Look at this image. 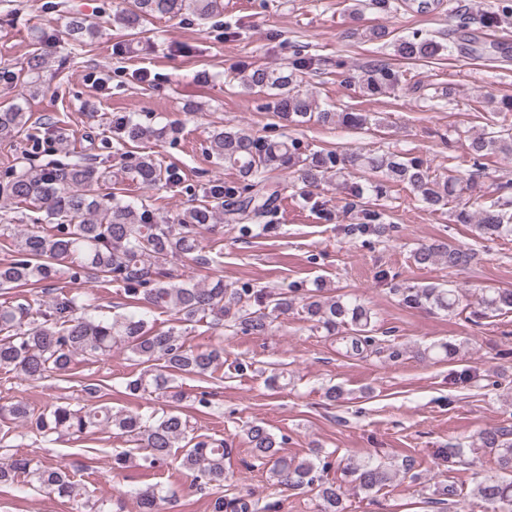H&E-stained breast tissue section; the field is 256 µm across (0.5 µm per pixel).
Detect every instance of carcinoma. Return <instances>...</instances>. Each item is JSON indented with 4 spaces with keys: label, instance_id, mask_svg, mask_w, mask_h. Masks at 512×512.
Instances as JSON below:
<instances>
[{
    "label": "carcinoma",
    "instance_id": "carcinoma-1",
    "mask_svg": "<svg viewBox=\"0 0 512 512\" xmlns=\"http://www.w3.org/2000/svg\"><path fill=\"white\" fill-rule=\"evenodd\" d=\"M117 20L133 39L144 33V25L157 16L193 15L206 21L224 12V0H121ZM390 12L392 0H354L351 15L364 9ZM512 13L503 5L485 13L482 24L497 28ZM68 38L78 46L92 43L98 26L74 13L66 17ZM450 41L432 34L414 33L391 43L395 56L410 63L434 59L452 52ZM49 55L39 49L28 58L21 71L33 91L39 90L40 73ZM319 59L299 49L288 65L271 68L264 65L233 67L226 77L252 92H270L272 110L285 123L296 126L315 121L323 126L351 130L371 124L366 113L322 107L302 89L303 78L315 70ZM407 71L386 62L374 63L355 76L366 96H376L405 81ZM30 115L21 103L0 107V139L19 136L29 129ZM125 142L144 138H163L175 133V127L144 125L125 118L117 124ZM467 168L464 174L437 175L416 156L363 149L343 151L313 150L300 152L296 140L253 137L239 130L224 128L213 131L209 140L212 156L236 169L244 185L226 187L215 182L208 203L184 212L173 220H162L143 203L127 201L115 193L102 197L93 194L94 186L111 179L98 166L75 161L41 167L29 161L11 167L7 179L0 183V196L16 204H31L45 213L47 225L38 221L18 230L13 224L0 225V240L13 247L14 258L0 265V290L22 286H50L64 275L71 283L119 284L133 302L146 309L165 308L179 323L189 325L210 319L224 325V316L235 310L234 322L243 333L256 335L268 331L274 321L296 307L307 318L321 325L330 336L341 335L354 355L378 346L371 312L355 300L343 297L324 298L319 294L301 293L297 288L262 293L252 288H228L218 279L200 287L189 281H174L165 265L174 257H190L198 263L210 258L202 254L201 233L212 227L217 214L225 213L241 223V231H250V222L277 210L280 189L272 185V173L296 169L308 185L318 187L339 181L350 205L362 208L364 231L384 233L390 222L383 210L364 207V194L381 197L393 187L414 194L428 208L438 211L457 203L456 222L476 224L479 236L495 239L512 234V196L509 180L496 183V197L483 203L477 213L460 203L464 194L490 177L488 161L512 154V129L490 128L462 145ZM131 180L155 188L174 180L175 174L162 168L150 157H141L129 168ZM415 265L428 267L442 263L450 268L465 265L473 258L469 249L454 247L443 240L416 249ZM399 301L410 308H429L447 314L457 311L462 295L455 288L438 286H397ZM478 305L482 315L512 313V289L482 291ZM123 348L140 364L156 363L125 383L132 396L155 394L172 402L183 398L173 385V377L206 376L214 371L223 351H193L186 347L184 330L174 326L155 330L136 314L106 317L94 313L80 296L60 292L46 308L36 310L22 305L0 304V370L14 372L32 383L52 375H65L74 359H99ZM0 418L24 422L42 438L52 435H81L100 427L112 428L128 438L140 456L143 467L153 468L167 462L172 449H181V465L204 480L205 484L223 485L226 480L224 459L232 444L209 436H189L187 420L174 412L158 416L112 410L108 405L56 404L36 415L22 401L0 406ZM247 442L257 457L270 466L271 477L280 486L296 488L317 486L322 500L321 512H347L342 485L323 480L322 472L330 462L319 456L296 461L280 454L281 442L265 426L250 423L244 429ZM481 447L496 458L502 474L478 482L472 495L479 498L488 512H512V429L499 427L484 431ZM344 476L358 487L377 492L391 480L388 469L368 459L347 462L341 467ZM25 478L32 487L56 494L70 501L86 497L84 486L64 468L36 462L16 453L5 455L0 462V484L19 483ZM139 512H157L163 499L156 486L133 492ZM254 512L258 505L242 498L226 501L217 498L213 512ZM88 512H124L122 499L96 500Z\"/></svg>",
    "mask_w": 512,
    "mask_h": 512
}]
</instances>
